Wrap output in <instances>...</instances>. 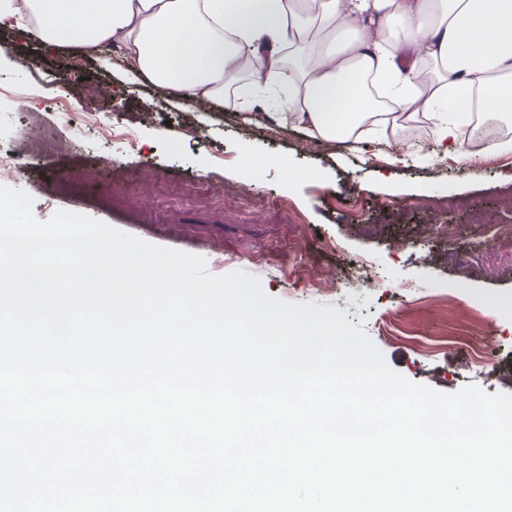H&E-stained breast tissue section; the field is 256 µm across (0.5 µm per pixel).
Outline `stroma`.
<instances>
[{"mask_svg":"<svg viewBox=\"0 0 512 512\" xmlns=\"http://www.w3.org/2000/svg\"><path fill=\"white\" fill-rule=\"evenodd\" d=\"M79 63L78 77L60 61ZM123 54L92 58L78 49H49L15 28L0 29V86L30 87L26 109L43 113L50 136L67 140V156L28 159L14 187L33 199L37 222L68 210L148 243L201 256L210 274L245 272L266 295L287 304L314 302L343 310L361 325L386 363L415 384L443 393L474 386L512 393V242L494 238L488 216L512 211V151L466 160L447 155L433 127L408 135L411 151L383 139L318 146L300 128L246 121L229 105L177 107L149 81L128 83ZM108 86L102 102L84 100L79 77ZM100 113L130 127L139 150L102 140L58 112ZM107 152L126 174L85 177L86 160ZM84 181L78 196H60L65 176ZM245 199L189 195L201 180ZM461 198L468 210L443 214L444 238L418 232L421 202ZM492 250L498 266L470 261ZM370 261L375 284L348 277ZM488 344L495 377L464 346Z\"/></svg>","mask_w":512,"mask_h":512,"instance_id":"obj_1","label":"stroma"}]
</instances>
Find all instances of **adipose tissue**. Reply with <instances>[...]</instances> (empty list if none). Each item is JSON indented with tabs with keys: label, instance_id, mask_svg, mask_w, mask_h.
Instances as JSON below:
<instances>
[{
	"label": "adipose tissue",
	"instance_id": "obj_1",
	"mask_svg": "<svg viewBox=\"0 0 512 512\" xmlns=\"http://www.w3.org/2000/svg\"><path fill=\"white\" fill-rule=\"evenodd\" d=\"M0 18L88 55L122 45L129 81L186 108L247 112L287 81L271 118L316 144L424 119L450 151L457 100L512 116V0H0Z\"/></svg>",
	"mask_w": 512,
	"mask_h": 512
}]
</instances>
